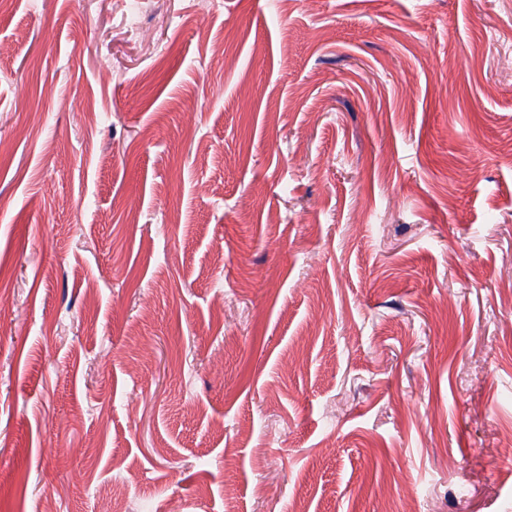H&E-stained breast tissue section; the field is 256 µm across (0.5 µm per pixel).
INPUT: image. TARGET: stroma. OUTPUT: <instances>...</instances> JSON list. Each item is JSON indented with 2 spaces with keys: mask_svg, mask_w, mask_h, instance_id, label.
Listing matches in <instances>:
<instances>
[{
  "mask_svg": "<svg viewBox=\"0 0 512 512\" xmlns=\"http://www.w3.org/2000/svg\"><path fill=\"white\" fill-rule=\"evenodd\" d=\"M0 9V512H512V0Z\"/></svg>",
  "mask_w": 512,
  "mask_h": 512,
  "instance_id": "1",
  "label": "stroma"
}]
</instances>
